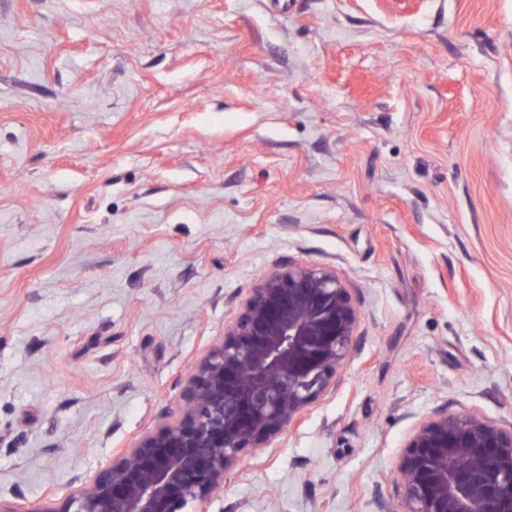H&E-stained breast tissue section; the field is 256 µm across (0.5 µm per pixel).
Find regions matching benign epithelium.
Here are the masks:
<instances>
[{
    "label": "benign epithelium",
    "mask_w": 512,
    "mask_h": 512,
    "mask_svg": "<svg viewBox=\"0 0 512 512\" xmlns=\"http://www.w3.org/2000/svg\"><path fill=\"white\" fill-rule=\"evenodd\" d=\"M358 323L333 270L290 261L262 276L197 361L181 414L35 512H192L242 452L267 447L328 391ZM398 470L407 512H512V425L439 411L408 436Z\"/></svg>",
    "instance_id": "obj_1"
}]
</instances>
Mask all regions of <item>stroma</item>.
<instances>
[{"label": "stroma", "mask_w": 512, "mask_h": 512, "mask_svg": "<svg viewBox=\"0 0 512 512\" xmlns=\"http://www.w3.org/2000/svg\"><path fill=\"white\" fill-rule=\"evenodd\" d=\"M291 260L354 346L203 510L406 512L417 425H512V0H0V502L174 419Z\"/></svg>", "instance_id": "stroma-1"}]
</instances>
